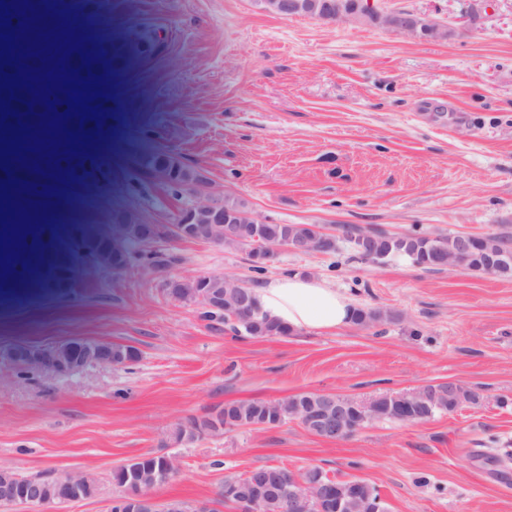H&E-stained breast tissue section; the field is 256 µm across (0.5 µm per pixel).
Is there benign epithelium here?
<instances>
[{"mask_svg": "<svg viewBox=\"0 0 512 512\" xmlns=\"http://www.w3.org/2000/svg\"><path fill=\"white\" fill-rule=\"evenodd\" d=\"M260 9L280 16H307L321 20L324 5L319 0H257ZM330 8L336 21L359 25H382L410 37L435 40L448 38V27L439 19L422 15L407 16L396 11L383 12L371 0H333ZM184 192L196 197L172 224H161L159 230H139L136 242L139 253L151 256L160 249L159 242L165 240L206 241L223 243L224 227L244 225L250 234V256L252 263L265 268L279 264L285 249L299 253H321L324 242L333 239L323 229L313 227L311 236L301 241L280 238L272 225L258 218L249 209L219 208L196 192V187L186 186ZM461 248L477 245L486 253L485 270L493 274L508 261V256L492 246L485 234H457ZM147 270L161 277L169 296L178 302L204 303L207 307L221 308L231 318H253V306L248 285L233 280L229 291L215 288L217 279L209 275L179 276L170 273L172 265L159 264L151 260L142 264ZM133 351L125 352L100 341L73 337L65 342L40 346L37 352L27 345H16L7 352L6 358L12 366L32 365L48 379H56L83 370L89 366H119L127 362ZM299 421L310 428L316 436L325 440L347 439L363 429L366 422H373L379 415L373 399L345 398L342 403L321 393L310 404L296 405ZM277 424L276 409L267 404L260 409L257 419L243 422L231 417V412H215L206 426L195 429L178 423L169 439L175 444L189 441L188 435L199 433L213 435L223 430L245 428H271ZM332 477L319 467L310 466L293 472L278 465L253 468L244 475L225 478L212 500L184 501L171 499L161 502L154 488L145 485L135 467L124 470V481L137 488L123 498L125 512H217V506L230 504L235 512H263L265 505L275 502L280 512H350L355 502L362 504L364 512H384L380 497H360V484L340 488L331 483ZM112 483L95 482L83 472L49 477L31 483L15 471L0 467V501L10 504L32 506L61 505L69 502L97 499L111 493Z\"/></svg>", "mask_w": 512, "mask_h": 512, "instance_id": "benign-epithelium-1", "label": "benign epithelium"}]
</instances>
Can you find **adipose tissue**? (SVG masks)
<instances>
[{"label": "adipose tissue", "instance_id": "adipose-tissue-1", "mask_svg": "<svg viewBox=\"0 0 512 512\" xmlns=\"http://www.w3.org/2000/svg\"><path fill=\"white\" fill-rule=\"evenodd\" d=\"M254 294L263 314L297 332L344 328L351 324L355 309L350 297L314 277L274 279L255 289Z\"/></svg>", "mask_w": 512, "mask_h": 512}]
</instances>
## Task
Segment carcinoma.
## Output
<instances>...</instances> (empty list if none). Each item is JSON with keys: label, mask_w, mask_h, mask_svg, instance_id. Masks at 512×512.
<instances>
[{"label": "carcinoma", "mask_w": 512, "mask_h": 512, "mask_svg": "<svg viewBox=\"0 0 512 512\" xmlns=\"http://www.w3.org/2000/svg\"><path fill=\"white\" fill-rule=\"evenodd\" d=\"M60 10L67 12L74 8L78 9L85 19L92 22L96 13L91 0H57ZM38 7V0H3L0 5V25H13L23 22ZM98 58L85 64L86 53ZM123 47L121 44L108 38L93 42H83V47L72 52L66 57L65 71L67 75L82 79L81 85L70 83L59 87L55 92L44 91L46 84L35 83L29 77L42 69L37 57L32 56L29 60V69H19L12 60L10 51L0 46V125H9L17 130H29L44 126L47 122L48 113L42 111L46 102L42 97L50 100H59L55 105L53 114L70 113V116L63 117L61 126L71 129L80 134L90 135L98 138L107 136L111 130L112 112L106 104V99L98 97L87 103V108L75 105L69 100L67 91L78 89L83 92H101L104 84L111 83L113 76L118 71L121 62ZM96 110L98 115H93L91 110ZM102 123H97V120ZM56 169L71 179L80 183H96L105 178L106 171L99 159L93 154L84 156L61 155L57 158ZM151 178H157L156 172L163 171L165 176L159 179L161 185L172 196L183 195V185L186 182H193L197 179L198 169L184 162L178 155L167 151L159 150L153 153L146 162ZM143 223L140 214L133 209L118 210L113 214L112 233L119 234L121 228L131 227ZM343 237L352 241L362 234L372 233L378 237L377 246L387 252L384 257L358 254V258L364 262H384L391 259H403L424 270L437 271L442 269L435 261L436 255L440 252H448L452 236H443L436 239H429V236L413 231L406 233L397 239L388 238L377 228H361L350 224L341 226ZM79 229L70 227L65 234H60L57 227L49 224L45 236L34 242L30 248L27 261L20 265L12 273V282L18 288L27 285L33 278H41L48 275H56L64 267L71 253L72 241L78 238ZM138 251L136 244L131 242L123 247L116 242H111L106 248H97L94 253L95 262L98 266L112 270L122 261L132 262L137 260ZM200 318L215 325H224V329L236 336L267 337L285 336L290 329L271 321L263 313H258V319L263 325L229 320V316L222 311L201 310ZM390 319L387 313L375 310L358 308L355 310L353 323L359 326H370L375 323ZM442 386L428 385L425 387L431 395H438L434 403L426 411V419L433 418L442 412L453 413L463 406L477 405L483 401L481 392L471 386L463 385L459 389L458 398L448 400L440 395ZM381 414V420H396L393 411L404 409L408 406L407 393H382L375 396Z\"/></svg>", "instance_id": "cac0c4a2"}]
</instances>
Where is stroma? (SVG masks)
I'll return each instance as SVG.
<instances>
[{
	"instance_id": "1",
	"label": "stroma",
	"mask_w": 512,
	"mask_h": 512,
	"mask_svg": "<svg viewBox=\"0 0 512 512\" xmlns=\"http://www.w3.org/2000/svg\"><path fill=\"white\" fill-rule=\"evenodd\" d=\"M374 2L440 18L451 34L271 15L254 0H94L93 26L71 20L79 37L122 42L152 23L166 40L130 46L106 91L108 137L58 128L54 151L0 167L18 214L47 212L86 230L62 279L0 288V355L82 336L139 357L53 380L18 377L0 358V465L104 480L160 451L180 474L158 498L187 501L212 498L225 477L254 467L316 465L375 486L387 512H512V466L486 460L512 449V278L366 263L346 244L334 256L286 250L265 279L313 275L393 321L234 340L166 296L151 272L116 274L94 260L113 210L170 224L190 203L149 185L145 161L159 149L205 170L204 196L232 195L271 224L430 236L512 225V0ZM68 150L100 157L105 178L64 181L53 161ZM166 247L179 257L175 274L255 278L246 252ZM451 381L480 389L482 403L426 422H374L339 441L292 420L166 443L176 423L230 401L367 399Z\"/></svg>"
}]
</instances>
